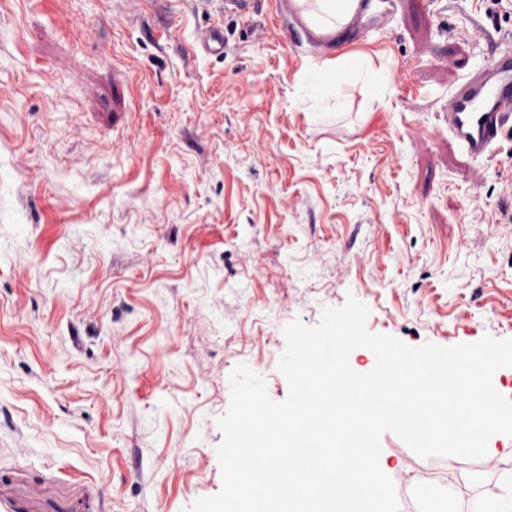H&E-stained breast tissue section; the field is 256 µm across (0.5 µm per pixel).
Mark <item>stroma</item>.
<instances>
[{"instance_id": "1", "label": "stroma", "mask_w": 512, "mask_h": 512, "mask_svg": "<svg viewBox=\"0 0 512 512\" xmlns=\"http://www.w3.org/2000/svg\"><path fill=\"white\" fill-rule=\"evenodd\" d=\"M508 47L512 0H405L331 51L385 65L386 102L354 84L317 120L275 0H0V512H189L223 486L235 367L283 401L284 327L348 296L412 347L512 339V131L475 161L446 120ZM489 457L407 512L492 500L512 435Z\"/></svg>"}]
</instances>
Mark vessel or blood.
<instances>
[{"label": "vessel or blood", "instance_id": "1", "mask_svg": "<svg viewBox=\"0 0 512 512\" xmlns=\"http://www.w3.org/2000/svg\"><path fill=\"white\" fill-rule=\"evenodd\" d=\"M512 124V49L494 53L448 96V133L473 159L491 157Z\"/></svg>", "mask_w": 512, "mask_h": 512}]
</instances>
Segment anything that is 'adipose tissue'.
I'll return each instance as SVG.
<instances>
[{"instance_id":"ef3b65f1","label":"adipose tissue","mask_w":512,"mask_h":512,"mask_svg":"<svg viewBox=\"0 0 512 512\" xmlns=\"http://www.w3.org/2000/svg\"><path fill=\"white\" fill-rule=\"evenodd\" d=\"M367 85L377 101H385L391 89V75L365 56L343 55L335 65H323L307 72L298 84L295 98L301 109H341L350 82Z\"/></svg>"}]
</instances>
